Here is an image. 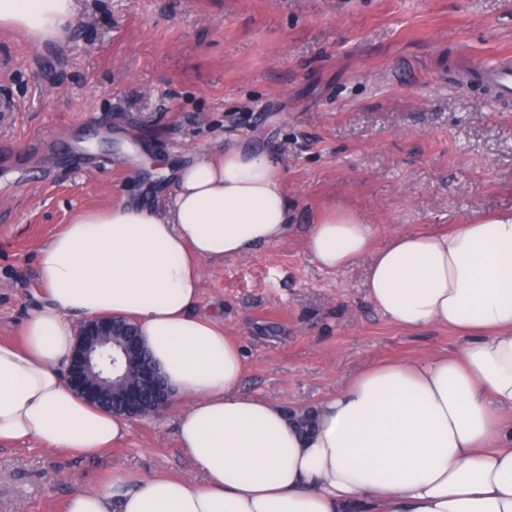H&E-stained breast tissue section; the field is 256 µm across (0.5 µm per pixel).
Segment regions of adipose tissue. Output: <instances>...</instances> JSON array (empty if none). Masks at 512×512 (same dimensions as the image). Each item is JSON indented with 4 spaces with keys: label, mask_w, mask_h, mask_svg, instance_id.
Here are the masks:
<instances>
[{
    "label": "adipose tissue",
    "mask_w": 512,
    "mask_h": 512,
    "mask_svg": "<svg viewBox=\"0 0 512 512\" xmlns=\"http://www.w3.org/2000/svg\"><path fill=\"white\" fill-rule=\"evenodd\" d=\"M75 0H0V29L63 42ZM275 155L237 145L178 166L162 207L126 202L65 225L37 255L38 301L21 341L0 339V444L97 457L126 418L78 396L63 370L76 323L135 322L170 386L193 482L121 469L64 512H512V210L373 246L335 210L306 239L323 268L367 259V297L392 323L433 325L460 352L365 368L310 410L302 433L280 405L244 395L247 364L223 323L194 312L203 263L283 239L291 222Z\"/></svg>",
    "instance_id": "adipose-tissue-1"
}]
</instances>
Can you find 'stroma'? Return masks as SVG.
Instances as JSON below:
<instances>
[{
    "mask_svg": "<svg viewBox=\"0 0 512 512\" xmlns=\"http://www.w3.org/2000/svg\"><path fill=\"white\" fill-rule=\"evenodd\" d=\"M508 54L512 0H76L64 44L0 31V98L21 106L0 112V337L19 336L65 224L166 200V167L239 144L279 158L291 216L286 238L203 267L196 312L244 347V393L308 408L373 363L459 350L377 311L366 260L324 271L305 239L334 209L378 248L512 210V106L464 79ZM182 405L96 458L0 446V512H63L115 468L196 479Z\"/></svg>",
    "mask_w": 512,
    "mask_h": 512,
    "instance_id": "35a3bbf8",
    "label": "stroma"
}]
</instances>
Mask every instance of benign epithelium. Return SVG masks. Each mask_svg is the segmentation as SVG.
<instances>
[{
	"label": "benign epithelium",
	"instance_id": "1",
	"mask_svg": "<svg viewBox=\"0 0 512 512\" xmlns=\"http://www.w3.org/2000/svg\"><path fill=\"white\" fill-rule=\"evenodd\" d=\"M112 346L124 361V369H129L139 352L134 337L117 334L112 320L107 318L91 319L80 328L68 369L74 390L96 405L110 408L115 402L130 417L152 415L166 409L172 400L171 392L159 387L146 368H136L135 377L125 384L121 396L112 398L113 375L103 372L98 362L100 350Z\"/></svg>",
	"mask_w": 512,
	"mask_h": 512
}]
</instances>
